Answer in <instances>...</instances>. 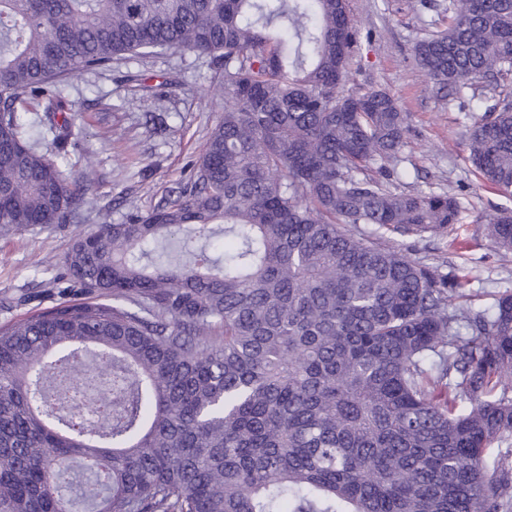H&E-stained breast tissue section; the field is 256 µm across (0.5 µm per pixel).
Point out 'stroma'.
I'll list each match as a JSON object with an SVG mask.
<instances>
[{
  "label": "stroma",
  "mask_w": 512,
  "mask_h": 512,
  "mask_svg": "<svg viewBox=\"0 0 512 512\" xmlns=\"http://www.w3.org/2000/svg\"><path fill=\"white\" fill-rule=\"evenodd\" d=\"M361 30L350 85L383 89L409 115L407 144L396 186L448 192L460 204L446 232L400 238L411 258L433 267L464 268L476 308L512 291V260L501 258L486 234L485 216L512 211V196L485 183L468 160L476 115L440 100L414 59V45L433 12L419 0H350ZM209 59L188 51L113 61L69 79L65 95L83 133L67 151L69 180L93 179L80 224L0 231V327L55 305L59 261L76 232L120 224L174 187L201 154L223 102L213 96Z\"/></svg>",
  "instance_id": "obj_1"
}]
</instances>
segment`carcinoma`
Listing matches in <instances>:
<instances>
[{
    "mask_svg": "<svg viewBox=\"0 0 512 512\" xmlns=\"http://www.w3.org/2000/svg\"><path fill=\"white\" fill-rule=\"evenodd\" d=\"M415 58L484 106L468 136L512 193V0H428ZM349 0H0V229L78 224L64 82L187 50L224 97L190 175L76 236L66 299L0 328V512H512V292L399 237L460 220L392 188L408 115L347 88ZM42 111L51 150L31 139ZM361 224L381 231L355 233ZM487 234L512 254V212Z\"/></svg>",
    "mask_w": 512,
    "mask_h": 512,
    "instance_id": "1",
    "label": "carcinoma"
}]
</instances>
